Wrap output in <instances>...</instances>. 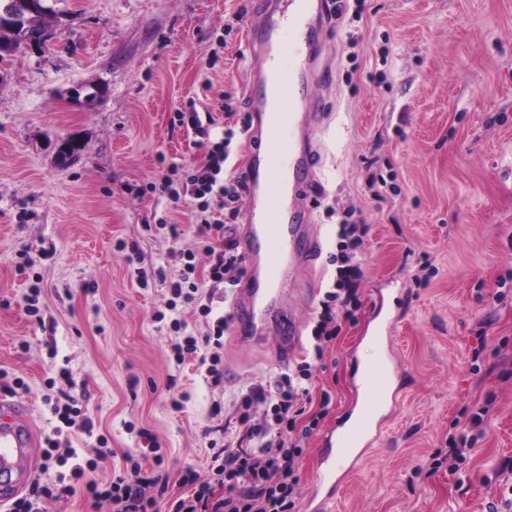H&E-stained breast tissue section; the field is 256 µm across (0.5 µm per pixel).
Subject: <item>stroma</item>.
<instances>
[{"mask_svg": "<svg viewBox=\"0 0 512 512\" xmlns=\"http://www.w3.org/2000/svg\"><path fill=\"white\" fill-rule=\"evenodd\" d=\"M251 3L49 0L53 47L0 71V368L29 384L23 399L43 439L55 424L44 381L68 366L73 396L88 397L95 419L93 436L72 433V447L102 434L112 448L92 474L99 483L123 471L125 455L149 460L159 444V512L189 494L187 470L208 479L211 442L236 443L243 416H264V405L244 409L241 393L289 369L270 339L242 343L229 330L219 385L195 361H170L168 284L180 252L197 245V224L190 198L150 190L200 158L194 133L171 124L177 110L229 95L245 111ZM317 50L331 77L313 89L322 289L344 211L370 231L362 307L313 379V393L329 391L332 402L305 443L293 512H306L324 435L351 414L359 366L387 353L402 375L399 406L329 512H488L492 503L512 512V473L502 472L512 461V296L496 298L512 275V0H364L362 13L329 18ZM67 139L80 149L62 167ZM162 218L179 238L158 229ZM33 285L37 319L24 304ZM277 287L311 345L322 289ZM379 311L395 317L386 348L365 337ZM181 393L177 412L170 397ZM485 405L466 466L421 471Z\"/></svg>", "mask_w": 512, "mask_h": 512, "instance_id": "stroma-1", "label": "stroma"}]
</instances>
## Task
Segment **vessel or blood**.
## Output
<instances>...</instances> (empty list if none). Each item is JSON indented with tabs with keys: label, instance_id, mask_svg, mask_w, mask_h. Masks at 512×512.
<instances>
[{
	"label": "vessel or blood",
	"instance_id": "b4317fda",
	"mask_svg": "<svg viewBox=\"0 0 512 512\" xmlns=\"http://www.w3.org/2000/svg\"><path fill=\"white\" fill-rule=\"evenodd\" d=\"M327 0H280L279 8L254 6L247 24L252 59L246 97L250 115L247 132L253 149L248 170L242 224L235 242L246 275L236 289L230 309L238 337L263 335L277 320V354L298 351L302 321L276 305L274 286L285 269H303L314 276L320 240L306 221L304 206L315 189L319 164L316 149L297 151V140L315 141L319 115L307 111L312 97L297 72L279 69L278 55L301 57L311 66L308 45L314 37L308 25L315 13H327ZM289 24L295 41L282 43L278 30ZM400 372L391 358L365 364L359 372L360 411L354 424L328 432L318 478L308 499L310 512H321L334 499L350 473L377 442L381 418L396 404ZM36 457L35 430L24 402L0 394V504L27 486Z\"/></svg>",
	"mask_w": 512,
	"mask_h": 512
}]
</instances>
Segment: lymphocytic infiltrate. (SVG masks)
I'll return each mask as SVG.
<instances>
[{
  "label": "lymphocytic infiltrate",
  "instance_id": "1",
  "mask_svg": "<svg viewBox=\"0 0 512 512\" xmlns=\"http://www.w3.org/2000/svg\"><path fill=\"white\" fill-rule=\"evenodd\" d=\"M231 112L226 99L209 103L203 109L175 112L174 125L193 130L198 138L197 148L202 149L200 163L177 177H165L157 186L159 192L177 201L191 197L196 202L198 221V246L196 250L182 253L183 268L179 278L171 282L169 290L172 300L169 309L177 305L190 307L200 317L212 318V336L221 340L228 323L227 316H214L213 308L205 300L203 288L236 287L245 273L241 257L231 241L226 240V227L210 220L211 207L226 212L229 219L240 215V201L245 189L243 176H225L224 165L229 157L228 147L234 136L233 129H226L219 141H211L209 128L214 125V111ZM368 226L364 222L344 217L337 232L336 251L330 261L336 267V276L325 291L320 302L317 322L311 332L313 353L310 360L297 364L295 369L281 374L273 384L257 385L247 389L241 396L244 408L254 403L266 405L262 420L248 423L241 433L239 446H226L213 452L210 470L216 481L223 486L224 496L215 499L210 484H200L190 495L168 501L167 512H293L295 507L298 460L304 451L305 441L319 424L318 417L306 414L309 404H318L328 409L331 403L329 392L313 398L310 391L312 378L321 367L328 347L336 341L345 324L354 322L362 306L359 293L362 268L359 261L366 244ZM209 259L207 269H199L197 257ZM186 323L173 319L171 329L180 338L171 344V357L176 364L186 358H198L205 377L212 383H220L224 377V366L219 351L199 354L196 337L185 335ZM71 381L69 369H59L57 377L46 380L48 389L43 401L49 406L58 424L52 437L46 438L42 451L45 468L70 466L74 479L84 480L88 494L96 499H106L112 512H154L157 504L155 492L161 483L154 470L144 467L133 455L125 457V471L113 477L107 486H99L89 474L97 463L112 453L105 437H98L84 462H77V451L65 442L64 437L77 430L92 434L94 418L85 399L69 394L54 395L57 380ZM488 408L474 412L468 422L467 431L449 437L447 454H433L427 462L429 472L440 469L458 472L461 465L471 457L477 440L476 432L482 425Z\"/></svg>",
  "mask_w": 512,
  "mask_h": 512
}]
</instances>
